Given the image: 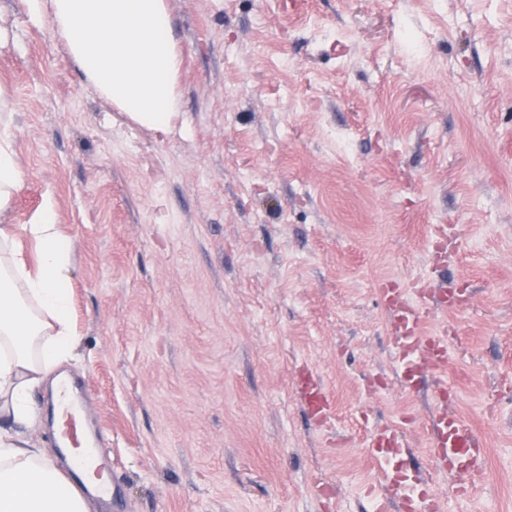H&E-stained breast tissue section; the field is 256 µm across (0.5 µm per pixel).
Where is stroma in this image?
I'll use <instances>...</instances> for the list:
<instances>
[{
	"instance_id": "1",
	"label": "stroma",
	"mask_w": 512,
	"mask_h": 512,
	"mask_svg": "<svg viewBox=\"0 0 512 512\" xmlns=\"http://www.w3.org/2000/svg\"><path fill=\"white\" fill-rule=\"evenodd\" d=\"M178 119L88 86L47 17L0 0V108L71 244L62 365L114 491L96 512H375L367 442L428 470L439 386L512 512V0H168ZM428 282L448 363L404 390L384 293ZM454 308H436L440 294ZM331 400L319 430L300 394ZM303 390L306 403L317 411L322 420L325 419L328 414L329 402L327 392L323 388L320 380L316 382L311 378L306 379Z\"/></svg>"
}]
</instances>
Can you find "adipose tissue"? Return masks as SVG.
<instances>
[{
    "instance_id": "obj_1",
    "label": "adipose tissue",
    "mask_w": 512,
    "mask_h": 512,
    "mask_svg": "<svg viewBox=\"0 0 512 512\" xmlns=\"http://www.w3.org/2000/svg\"><path fill=\"white\" fill-rule=\"evenodd\" d=\"M83 69L93 91L134 123L178 117L181 59L166 0H29ZM22 181L12 140L0 131V218ZM70 247L44 209L32 223L0 221V512H91L90 499L46 450L22 434L37 420L35 392L74 350Z\"/></svg>"
}]
</instances>
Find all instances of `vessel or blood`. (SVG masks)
I'll return each instance as SVG.
<instances>
[{
  "instance_id": "b4317fda",
  "label": "vessel or blood",
  "mask_w": 512,
  "mask_h": 512,
  "mask_svg": "<svg viewBox=\"0 0 512 512\" xmlns=\"http://www.w3.org/2000/svg\"><path fill=\"white\" fill-rule=\"evenodd\" d=\"M388 304L395 312L392 345L402 362L400 380L404 388L410 390L417 377L445 367L447 343L425 334L423 305L402 295L389 297ZM304 394L307 404L319 415L327 414L329 402L321 382L306 379ZM433 430L431 453L438 470L453 480L458 494H468L485 478L484 450L476 431L444 407L435 413ZM368 451L382 464L385 504H400L402 512H435L438 496L431 479L401 464L410 451L398 428L384 426L377 429L370 437Z\"/></svg>"
}]
</instances>
